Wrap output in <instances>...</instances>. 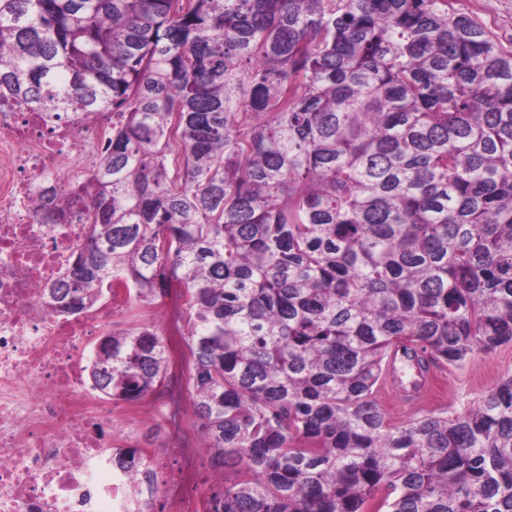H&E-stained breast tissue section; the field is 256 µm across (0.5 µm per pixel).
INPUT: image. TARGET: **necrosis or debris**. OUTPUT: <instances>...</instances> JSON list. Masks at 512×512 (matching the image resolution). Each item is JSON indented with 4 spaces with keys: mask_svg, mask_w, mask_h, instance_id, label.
<instances>
[{
    "mask_svg": "<svg viewBox=\"0 0 512 512\" xmlns=\"http://www.w3.org/2000/svg\"><path fill=\"white\" fill-rule=\"evenodd\" d=\"M114 118H49L27 105L0 107V512H198L187 473L152 484L169 453L164 405L142 414L86 379L97 339L126 309L109 295L80 316L49 306L45 288L59 279L88 235V212L43 216L75 194L106 145ZM112 435H102V427ZM142 449L138 478L119 468L120 452Z\"/></svg>",
    "mask_w": 512,
    "mask_h": 512,
    "instance_id": "1",
    "label": "necrosis or debris"
}]
</instances>
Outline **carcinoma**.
I'll return each instance as SVG.
<instances>
[{"instance_id":"obj_1","label":"carcinoma","mask_w":512,"mask_h":512,"mask_svg":"<svg viewBox=\"0 0 512 512\" xmlns=\"http://www.w3.org/2000/svg\"><path fill=\"white\" fill-rule=\"evenodd\" d=\"M117 116L64 315L181 285L208 512H512V376L392 426L401 362L512 344V49L450 0H0V104ZM164 334L93 382L165 386ZM140 451L118 458L139 474ZM195 447L193 448V455L199 476L198 484L192 493L195 496L211 497L212 494L218 492L224 485V470L214 469L211 466V452L200 438L196 441Z\"/></svg>"}]
</instances>
